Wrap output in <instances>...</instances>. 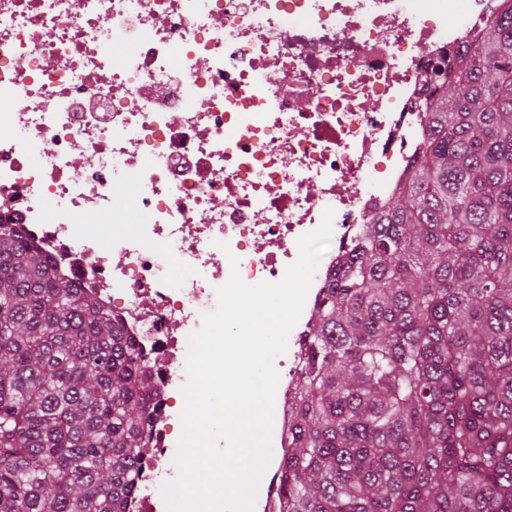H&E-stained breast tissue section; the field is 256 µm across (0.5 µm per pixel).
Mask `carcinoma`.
<instances>
[{
  "label": "carcinoma",
  "instance_id": "1",
  "mask_svg": "<svg viewBox=\"0 0 512 512\" xmlns=\"http://www.w3.org/2000/svg\"><path fill=\"white\" fill-rule=\"evenodd\" d=\"M436 77L305 335L282 512H512V10ZM155 395L109 312L0 223V512H126Z\"/></svg>",
  "mask_w": 512,
  "mask_h": 512
}]
</instances>
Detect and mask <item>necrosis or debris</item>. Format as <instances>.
Masks as SVG:
<instances>
[{"mask_svg": "<svg viewBox=\"0 0 512 512\" xmlns=\"http://www.w3.org/2000/svg\"><path fill=\"white\" fill-rule=\"evenodd\" d=\"M509 8L0 0V222L99 301L159 391L128 512H163L156 489L174 476L188 339L217 287L235 271L249 285L278 282L333 209L337 248L291 331L303 339L341 248L407 175L436 68L457 69L468 35ZM223 242L237 265L219 261ZM301 354L279 375L282 449Z\"/></svg>", "mask_w": 512, "mask_h": 512, "instance_id": "4bbe7bcc", "label": "necrosis or debris"}]
</instances>
